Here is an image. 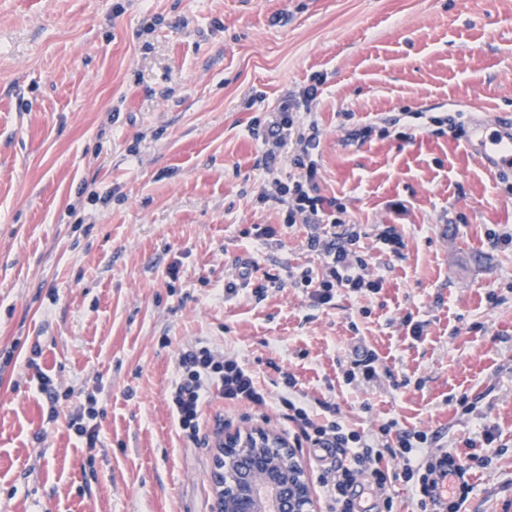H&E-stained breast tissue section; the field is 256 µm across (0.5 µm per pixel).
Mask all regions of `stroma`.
<instances>
[{"instance_id": "stroma-1", "label": "stroma", "mask_w": 512, "mask_h": 512, "mask_svg": "<svg viewBox=\"0 0 512 512\" xmlns=\"http://www.w3.org/2000/svg\"><path fill=\"white\" fill-rule=\"evenodd\" d=\"M315 76L319 194L405 243L366 238L383 289L321 307L291 279L321 268L307 228L259 199L256 134ZM451 112L512 113V0H0V512H212L216 443L288 423L216 400L184 439L169 389L199 339L267 384L284 366L359 430L394 419L464 454L496 427L465 510L512 512V246L489 237L512 232V184L414 129ZM245 259L281 288L231 282ZM359 347L382 375L350 386ZM91 394L93 449L67 427ZM372 236L376 243L381 245L383 250L388 253L399 254L405 246L402 236L396 227L391 224H375L372 229Z\"/></svg>"}]
</instances>
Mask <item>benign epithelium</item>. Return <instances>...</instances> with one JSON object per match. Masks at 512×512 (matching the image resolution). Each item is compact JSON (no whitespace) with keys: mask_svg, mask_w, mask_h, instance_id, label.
I'll return each instance as SVG.
<instances>
[{"mask_svg":"<svg viewBox=\"0 0 512 512\" xmlns=\"http://www.w3.org/2000/svg\"><path fill=\"white\" fill-rule=\"evenodd\" d=\"M213 482V512H309L310 486L298 453L268 428L224 434Z\"/></svg>","mask_w":512,"mask_h":512,"instance_id":"benign-epithelium-1","label":"benign epithelium"}]
</instances>
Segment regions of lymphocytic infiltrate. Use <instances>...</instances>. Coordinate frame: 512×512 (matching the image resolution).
<instances>
[{
	"mask_svg": "<svg viewBox=\"0 0 512 512\" xmlns=\"http://www.w3.org/2000/svg\"><path fill=\"white\" fill-rule=\"evenodd\" d=\"M317 93V84H310L302 96L282 101L270 121L264 135L269 148L262 166L274 171L281 155L287 154L295 172L287 179H274L262 198L285 207L288 225L300 222L308 228L307 244L321 254L322 268L317 272L301 270L293 284L308 289L313 305L324 306L342 293L363 298L382 290L385 279L372 271L364 238L374 237L392 254L400 253L405 243L394 225L378 224L365 231L347 219L342 203L318 194L316 150L320 133L316 122L304 117ZM277 386V391H269L245 363L199 340L178 356L170 392L171 412L183 438L194 441L200 433L203 411L213 398L222 399L229 409L243 403L264 406L277 402L293 426L296 446L326 448L336 456L335 463L317 477L325 512H358V488L363 484L375 491L378 512H394L392 489L398 482L410 488L414 512H462L473 491L472 471L490 462L485 455L431 452L426 431L400 433L393 420L369 434L352 429L340 420L334 403L308 400L290 372H280ZM389 457L402 461V469H389L385 463ZM448 476L455 482L448 500L442 502L436 493L438 481Z\"/></svg>",
	"mask_w": 512,
	"mask_h": 512,
	"instance_id": "obj_1",
	"label": "lymphocytic infiltrate"
}]
</instances>
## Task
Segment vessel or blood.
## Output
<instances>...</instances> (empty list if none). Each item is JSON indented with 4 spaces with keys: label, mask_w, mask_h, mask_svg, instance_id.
Wrapping results in <instances>:
<instances>
[{
    "label": "vessel or blood",
    "mask_w": 512,
    "mask_h": 512,
    "mask_svg": "<svg viewBox=\"0 0 512 512\" xmlns=\"http://www.w3.org/2000/svg\"><path fill=\"white\" fill-rule=\"evenodd\" d=\"M465 143L488 169L497 173L512 170V123L495 118L470 119Z\"/></svg>",
    "instance_id": "obj_1"
}]
</instances>
